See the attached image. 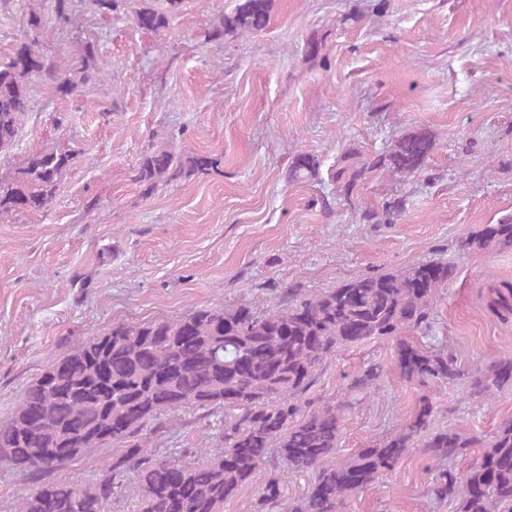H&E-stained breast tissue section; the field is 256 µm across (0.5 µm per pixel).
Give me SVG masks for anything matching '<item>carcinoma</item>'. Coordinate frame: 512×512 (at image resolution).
Listing matches in <instances>:
<instances>
[{"label":"carcinoma","mask_w":512,"mask_h":512,"mask_svg":"<svg viewBox=\"0 0 512 512\" xmlns=\"http://www.w3.org/2000/svg\"><path fill=\"white\" fill-rule=\"evenodd\" d=\"M134 10L137 27L158 31L181 0H151ZM274 0H237L220 13L219 36L252 33L269 23ZM85 53L74 65L46 55L36 41L20 43L0 62V155L18 142L30 109V86L50 81L66 97L89 78ZM434 138L425 130L398 139L373 162L348 151L332 173L346 202L367 171L382 168L410 177L425 169ZM73 154L54 150L25 155L13 174L0 177V221L16 212L40 214L52 203ZM218 160L197 154L184 161L167 149L146 154L137 181L150 191L159 182L207 174ZM320 161L294 155L287 180L318 178ZM403 201L360 215L366 224H391ZM467 250L512 247V215L470 236ZM448 263L419 264L397 273L359 276L336 288L309 293L288 288L263 309L234 304L200 306L185 316L144 322L114 321L102 334L77 340L25 387L9 417L0 421V469L29 485L15 512H112L128 483L137 487L134 512H224L256 470L271 469L258 488L255 512H351L359 493L392 474L415 448L437 462L430 499L456 512H512V420L489 437L432 428L437 405L422 396L398 430L339 462L345 414L374 392L382 374L369 364L335 396L310 398L337 352L369 341L394 344L395 366L407 382L458 384L465 397L485 403L512 387V358L466 369L452 351L402 338L426 336L433 308L455 276ZM487 307L500 320L512 316V288H491ZM208 422L210 447L180 448L174 418ZM110 448L99 475L82 484L58 477L76 463ZM479 448L462 472L453 462ZM312 475L306 493L288 497V479Z\"/></svg>","instance_id":"obj_1"}]
</instances>
